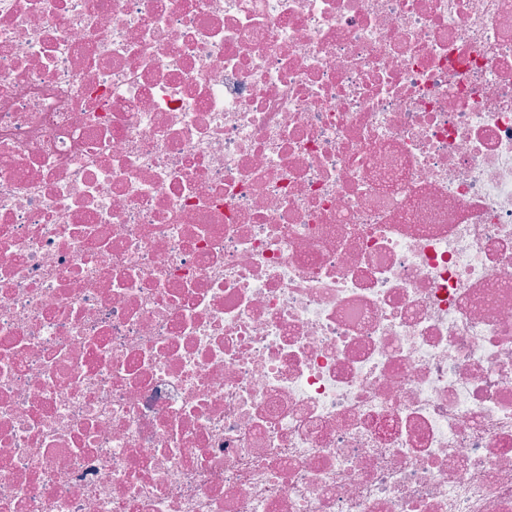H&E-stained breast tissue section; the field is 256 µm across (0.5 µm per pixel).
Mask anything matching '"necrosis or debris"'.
<instances>
[{
  "mask_svg": "<svg viewBox=\"0 0 512 512\" xmlns=\"http://www.w3.org/2000/svg\"><path fill=\"white\" fill-rule=\"evenodd\" d=\"M0 512H512V0H0Z\"/></svg>",
  "mask_w": 512,
  "mask_h": 512,
  "instance_id": "necrosis-or-debris-1",
  "label": "necrosis or debris"
}]
</instances>
